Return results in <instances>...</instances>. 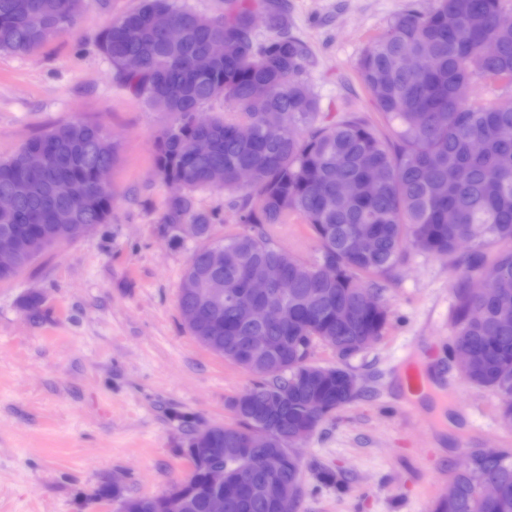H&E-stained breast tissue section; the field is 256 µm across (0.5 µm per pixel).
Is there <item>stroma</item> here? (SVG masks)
Instances as JSON below:
<instances>
[{
    "label": "stroma",
    "instance_id": "stroma-1",
    "mask_svg": "<svg viewBox=\"0 0 512 512\" xmlns=\"http://www.w3.org/2000/svg\"><path fill=\"white\" fill-rule=\"evenodd\" d=\"M139 0H88L77 26L33 54H0V157L66 121L103 126L120 144L112 218L63 240L16 280L0 282V512H116L87 503L111 477L122 496H153L184 478L187 425L231 423L229 400L252 376L204 349L178 306L196 239L159 223L170 187L154 142L168 118L117 86L97 37ZM434 0H288V26L310 47L318 122L386 124L358 63L394 17ZM227 191L194 194L224 216L212 238L243 232ZM469 245L450 256L407 249L380 279L381 337L347 360L359 393L298 450V512H431L472 448H512L501 398L468 384L448 355ZM42 299L32 320L24 300ZM425 369L431 390L408 406L398 370ZM332 472L333 481L323 479Z\"/></svg>",
    "mask_w": 512,
    "mask_h": 512
}]
</instances>
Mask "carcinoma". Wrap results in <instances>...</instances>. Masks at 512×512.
<instances>
[{
	"mask_svg": "<svg viewBox=\"0 0 512 512\" xmlns=\"http://www.w3.org/2000/svg\"><path fill=\"white\" fill-rule=\"evenodd\" d=\"M262 12L271 35L253 34V9ZM509 0H434L425 14L408 11L393 19L359 62V76L377 110L394 125V141L383 138L358 118L319 127L318 102L307 75L311 57L305 43L288 33L284 0L245 4L227 0L224 15L208 17L179 0H139L136 8L112 20L98 35V48L112 64L115 80L131 95L170 118L157 137L154 161L164 182L179 180L184 192L168 199L160 223L171 232L194 224L198 239L211 238L216 217L196 209L193 192L202 189L241 192L233 203L248 230L224 237V268L207 262L210 246L196 248L179 287V308L195 319L191 336H206L208 351L237 365L236 345L246 336H294V348L266 351L256 367L245 371L253 384L229 402L237 419L231 425L208 426L205 444L200 429L191 430L181 449L191 463L187 478L170 491L182 495V512H207L210 489L208 461L198 448H216V459L231 476L243 475L248 488L234 481L224 488V512H275L276 486L301 494V461L288 464L273 484L262 457L269 448H242L246 429L268 433L270 448H295V427L307 414L309 401L336 400L340 365L312 360L313 348L324 345L341 360L363 351L368 338L379 339L386 311H366L358 294L368 289L381 297L375 278L392 272L404 251L451 255L461 240L475 251L466 275L495 281L503 292L480 299L467 291L458 296L454 339L469 345L472 358L461 372L477 387L499 393L502 424L512 428V96L492 101L464 99L476 81L512 84V28L498 24ZM85 0H0V53L29 55L51 36L73 29ZM158 14L182 30L178 42L166 40L152 26ZM486 38L497 45L493 56L478 46ZM224 41V57L209 54V44ZM418 58L412 72L401 66L403 55ZM138 56L141 66L124 68ZM262 83L268 93L253 95ZM217 99L230 114L212 116L204 128L193 122ZM269 112L280 123H267ZM248 125L252 135L237 134ZM200 134L211 138L210 152H192ZM28 148L46 151L52 169L32 177L24 169ZM118 142L95 123L71 121L52 126L29 139L12 156L0 160V194H17L11 214H0V232L12 229L30 238L34 249L15 269L0 271L8 281L27 268L58 239L77 238L85 224H107L112 193L100 188L94 171L114 166ZM248 168L253 180L238 182ZM49 197L55 207L39 224L31 211ZM301 215L320 245V257L303 262L278 241L275 229L288 215ZM369 229L375 246L369 253L350 248V239ZM507 242L511 247L487 260L482 247ZM257 265H274L288 274V283L272 289L282 316L263 325L243 322L227 292H246V278ZM368 277L363 281L362 277ZM224 284V294L207 301L198 288ZM286 391L288 400L274 414L255 419L251 404ZM491 477L508 492L491 506L480 497ZM457 496L446 510L434 512H512V450L486 467L456 471ZM100 501L119 502V512H141L144 497L126 498L108 483L94 494Z\"/></svg>",
	"mask_w": 512,
	"mask_h": 512,
	"instance_id": "1",
	"label": "carcinoma"
}]
</instances>
